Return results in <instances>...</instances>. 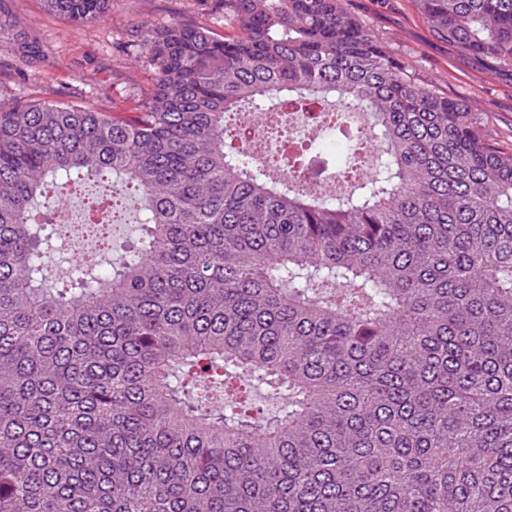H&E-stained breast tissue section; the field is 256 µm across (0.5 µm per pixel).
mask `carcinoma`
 Segmentation results:
<instances>
[{
	"instance_id": "cac0c4a2",
	"label": "carcinoma",
	"mask_w": 512,
	"mask_h": 512,
	"mask_svg": "<svg viewBox=\"0 0 512 512\" xmlns=\"http://www.w3.org/2000/svg\"><path fill=\"white\" fill-rule=\"evenodd\" d=\"M417 4L512 66V0ZM216 5L235 35L143 28L133 115L0 101V512H512V152L345 0ZM281 103L364 114L354 191H299L301 158L276 181L225 127ZM96 184L145 237L50 287L44 225Z\"/></svg>"
}]
</instances>
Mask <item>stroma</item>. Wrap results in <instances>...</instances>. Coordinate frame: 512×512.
I'll list each match as a JSON object with an SVG mask.
<instances>
[{
  "instance_id": "1",
  "label": "stroma",
  "mask_w": 512,
  "mask_h": 512,
  "mask_svg": "<svg viewBox=\"0 0 512 512\" xmlns=\"http://www.w3.org/2000/svg\"><path fill=\"white\" fill-rule=\"evenodd\" d=\"M392 54L448 96L466 100L502 150L512 151V67H492L438 38L414 0H349ZM180 21L215 33L212 0H111L105 19L76 25L43 0H0V101L43 100L131 112L153 82L141 31Z\"/></svg>"
}]
</instances>
